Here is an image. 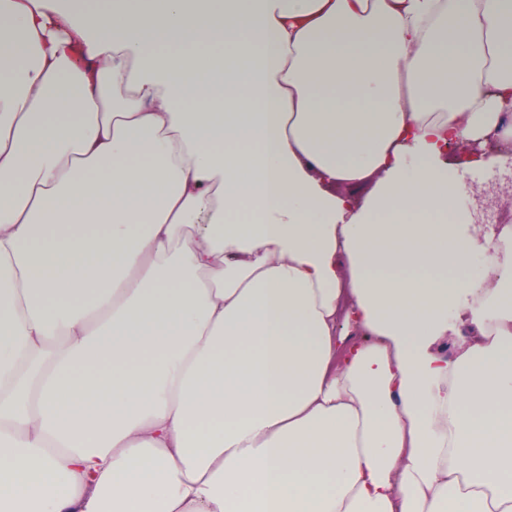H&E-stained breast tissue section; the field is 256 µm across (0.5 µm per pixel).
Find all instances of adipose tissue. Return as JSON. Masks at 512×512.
Segmentation results:
<instances>
[{
    "instance_id": "adipose-tissue-1",
    "label": "adipose tissue",
    "mask_w": 512,
    "mask_h": 512,
    "mask_svg": "<svg viewBox=\"0 0 512 512\" xmlns=\"http://www.w3.org/2000/svg\"><path fill=\"white\" fill-rule=\"evenodd\" d=\"M105 3L0 0V512H512V0ZM461 182L465 190H474L477 188L492 189L497 191H505L500 194L497 205L498 208L511 209L498 212L492 217L493 224H512V190L505 186L506 177L512 176V170L505 172L497 167L494 168H465L461 169ZM500 184V186H498Z\"/></svg>"
}]
</instances>
